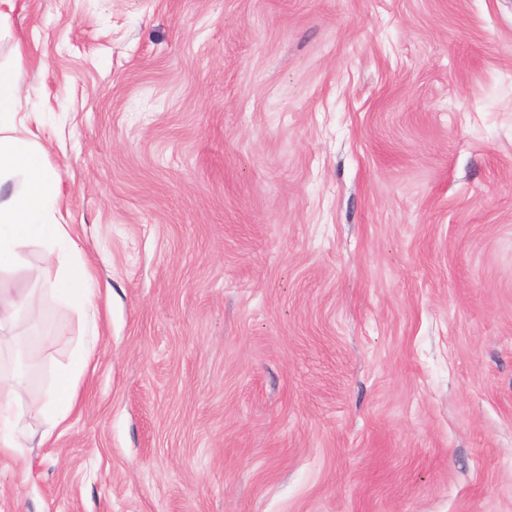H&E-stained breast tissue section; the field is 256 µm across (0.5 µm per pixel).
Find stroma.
<instances>
[{
  "instance_id": "35a3bbf8",
  "label": "stroma",
  "mask_w": 512,
  "mask_h": 512,
  "mask_svg": "<svg viewBox=\"0 0 512 512\" xmlns=\"http://www.w3.org/2000/svg\"><path fill=\"white\" fill-rule=\"evenodd\" d=\"M52 294L0 512H512V0H24ZM0 299L55 278L33 245ZM29 275L41 283L44 287L41 288L42 292L60 296L76 310H96L101 288H98L92 269L85 261L66 262L64 269L52 281L35 268L29 270ZM88 354L78 350L68 365L56 371L46 399L29 405L27 374L15 368L5 374L0 371V456H10L21 448L20 426L25 417L37 416L45 425L40 445L51 438L56 430L65 428L66 422L80 404L79 381L86 374Z\"/></svg>"
}]
</instances>
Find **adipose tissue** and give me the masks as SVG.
<instances>
[{
    "label": "adipose tissue",
    "instance_id": "adipose-tissue-1",
    "mask_svg": "<svg viewBox=\"0 0 512 512\" xmlns=\"http://www.w3.org/2000/svg\"><path fill=\"white\" fill-rule=\"evenodd\" d=\"M19 84L14 67L0 64V270L18 265L30 244L65 257L63 270L49 280L38 269L29 274L45 291L58 295L79 311L95 309L100 293L91 267L68 261L74 240L61 212V180L47 161L39 134L19 116ZM88 355L77 351L68 365L56 371L46 399L28 404V376L19 369L0 371V456L19 446L21 422L37 416L45 426L42 440L65 427L80 404L79 381Z\"/></svg>",
    "mask_w": 512,
    "mask_h": 512
}]
</instances>
